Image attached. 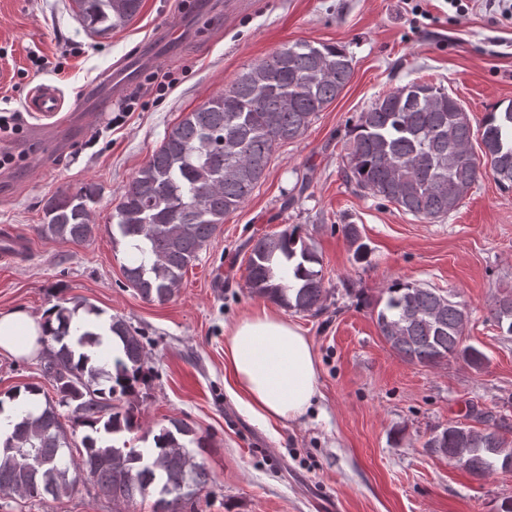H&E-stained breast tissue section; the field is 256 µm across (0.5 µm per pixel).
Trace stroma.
Returning <instances> with one entry per match:
<instances>
[{
  "label": "stroma",
  "mask_w": 512,
  "mask_h": 512,
  "mask_svg": "<svg viewBox=\"0 0 512 512\" xmlns=\"http://www.w3.org/2000/svg\"><path fill=\"white\" fill-rule=\"evenodd\" d=\"M204 0L194 16L183 0H142L130 22L87 31L75 0H0V113L23 115L21 130H0V227L27 240L24 260L0 259V312L38 317L87 303L140 336L150 374L133 401L138 448L171 420L189 424L210 445L194 450L209 475L184 512H501L512 473L475 477L430 453L431 433L454 424L500 426L512 440V335L491 321L488 305L512 289V189L483 170L461 206L434 221L365 195L343 177L349 132L378 95L422 80L447 87L480 124L492 106L512 102V18L481 5L459 14L447 0H421L428 18L412 21L401 0ZM344 48L353 75L340 96L295 140L278 144L247 202L225 217L164 303L129 286L124 245L112 243V214L127 184L189 112L223 92L236 75L284 44ZM154 61L149 72L174 80L164 96L141 95L113 126L117 99L85 128L70 131L69 108L86 85L112 76L134 45ZM54 85L65 109L58 140L29 145L41 118L29 94ZM96 184L94 232L82 243L39 231L46 199ZM369 248L356 260L345 225ZM297 229L322 264L323 311L288 313L315 355L317 392L295 420L263 423L225 384L227 333L243 315L277 305L250 292L247 258L264 235ZM458 292L467 303L465 343L486 360L436 366L410 362L386 342L371 303L392 282ZM42 355L0 352V394L36 385L58 396ZM474 415H467V408ZM85 473L69 495L39 500L0 495V512H116Z\"/></svg>",
  "instance_id": "stroma-1"
}]
</instances>
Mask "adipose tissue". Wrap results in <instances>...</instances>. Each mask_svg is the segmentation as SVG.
<instances>
[{
    "label": "adipose tissue",
    "instance_id": "ef3b65f1",
    "mask_svg": "<svg viewBox=\"0 0 512 512\" xmlns=\"http://www.w3.org/2000/svg\"><path fill=\"white\" fill-rule=\"evenodd\" d=\"M43 335L42 319L20 309L0 312V352L34 355ZM226 355L232 393L251 415L289 420L311 407L317 382L312 347L284 317L268 312L241 317L229 332Z\"/></svg>",
    "mask_w": 512,
    "mask_h": 512
}]
</instances>
